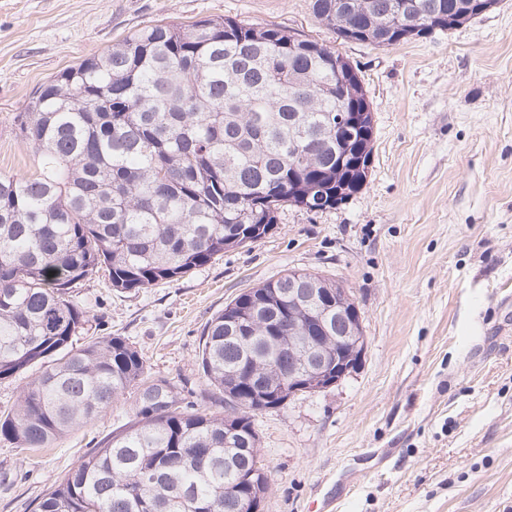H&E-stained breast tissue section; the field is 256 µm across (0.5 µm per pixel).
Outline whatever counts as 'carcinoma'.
<instances>
[{
    "label": "carcinoma",
    "instance_id": "cac0c4a2",
    "mask_svg": "<svg viewBox=\"0 0 512 512\" xmlns=\"http://www.w3.org/2000/svg\"><path fill=\"white\" fill-rule=\"evenodd\" d=\"M473 0H313L315 19L344 41L396 45L448 29ZM338 50L277 25L208 18L144 25L103 53L43 83L18 116L32 173L0 175V379L35 367L0 440L47 448L126 394L132 418L98 443L40 500L38 512H250L269 488L254 417L288 398V361L267 366L269 343L288 345V275L238 294L207 322L200 352L222 411L183 404L177 387L148 379L120 336L88 335L71 294L101 272L125 292L173 281L224 250L264 236L288 206L347 201L336 175V112L344 98ZM309 288L336 282L305 269ZM278 311L243 319L251 296ZM274 399L262 406L246 388ZM259 468L249 487L241 473ZM229 493H224V490Z\"/></svg>",
    "mask_w": 512,
    "mask_h": 512
}]
</instances>
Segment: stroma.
<instances>
[{"mask_svg":"<svg viewBox=\"0 0 512 512\" xmlns=\"http://www.w3.org/2000/svg\"><path fill=\"white\" fill-rule=\"evenodd\" d=\"M217 16L350 61L373 113L367 182L336 208L284 210L265 237L177 280L81 282L91 334L124 337L195 404L213 315L292 269L334 279L367 350L339 384L257 414L261 512H512V0L388 47L341 40L312 0H0V174L34 170L17 117L50 77L147 23ZM133 405L124 396L48 448L0 441V512H36Z\"/></svg>","mask_w":512,"mask_h":512,"instance_id":"1","label":"stroma"}]
</instances>
